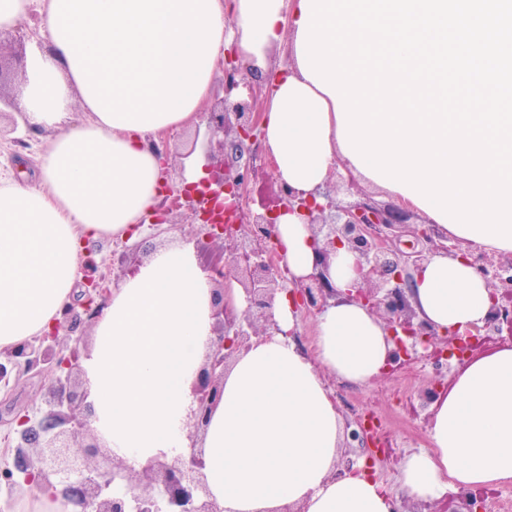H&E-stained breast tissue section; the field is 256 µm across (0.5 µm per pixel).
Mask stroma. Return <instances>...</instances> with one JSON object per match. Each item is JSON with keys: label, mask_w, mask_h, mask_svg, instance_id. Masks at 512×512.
Masks as SVG:
<instances>
[{"label": "stroma", "mask_w": 512, "mask_h": 512, "mask_svg": "<svg viewBox=\"0 0 512 512\" xmlns=\"http://www.w3.org/2000/svg\"><path fill=\"white\" fill-rule=\"evenodd\" d=\"M50 136L47 130L21 129L15 112L4 109L0 112V166L21 164L27 171H34L36 154ZM456 371V366L438 364L427 356L410 368L380 376L367 386L328 378L335 405L343 418L351 420L370 412L382 417L390 446L376 471L387 485H394L406 454L428 445L429 414L420 406L419 391L433 382L448 387ZM50 386V380L32 373L11 390L0 389V438L9 433L14 410H27L36 420L44 417Z\"/></svg>", "instance_id": "1"}]
</instances>
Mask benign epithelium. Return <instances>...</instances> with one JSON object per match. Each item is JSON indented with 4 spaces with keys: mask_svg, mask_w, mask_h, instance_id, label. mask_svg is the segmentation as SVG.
I'll return each instance as SVG.
<instances>
[{
    "mask_svg": "<svg viewBox=\"0 0 512 512\" xmlns=\"http://www.w3.org/2000/svg\"><path fill=\"white\" fill-rule=\"evenodd\" d=\"M224 74L222 91L229 95L239 86L241 66L220 62ZM251 102L245 106L221 107L204 113L209 151L206 153L208 178L198 187L176 189L170 185L171 167L167 145L157 150L163 158V188L167 194L150 214V236L170 230L168 216L187 211L197 234L217 245L203 264L215 286L212 301L214 337L200 369L194 389V407L188 415V451L173 459L155 458L135 471L119 458L100 455V442L90 418L87 384L77 379L83 348L80 340L68 346L60 341V330L67 323L75 327L81 315L93 318L111 296V285L119 282L129 268V251L113 260L119 274L99 271L91 255H86L82 270L89 273L83 282L80 303L65 304L49 332L34 336L11 350L0 352V386L19 383L30 373L51 379L49 411L35 423L24 411L11 422L16 446L8 449L13 466L0 469V478L21 494L32 485L52 491L64 512H223L213 497L204 474L205 462L197 441L205 433L208 416L224 390V374L233 365L236 352L249 347L252 339L280 332L272 313V301L281 292L288 294L296 310L318 315L336 300V289L320 273L305 278L289 274L280 265V243L274 233L281 211H299L308 217L315 236L322 238L321 254L328 257L336 246L345 244L357 255L360 281L347 289L345 299L360 304L382 319L395 349L387 370L406 368L417 361L418 349H432L434 357L448 360L464 358L478 337L507 326L512 334V304L502 299L512 295V255L503 258L448 244L432 224L410 225L411 215L399 207H378L361 201L338 202L331 187L322 191L326 203L305 198L285 185H279L275 207L263 205L254 210L247 205L248 187L269 173L248 162L243 165L224 159V140L234 136L232 147L243 152L244 142L256 138L265 96L262 88H249ZM413 234L411 252L393 248L400 233ZM438 253L463 255L478 267L491 291L490 317L482 327L460 333H439L418 317L411 306L408 290L413 273ZM235 280L242 289L246 307L241 312L224 303V281ZM374 439L363 418L347 431V442Z\"/></svg>",
    "mask_w": 512,
    "mask_h": 512,
    "instance_id": "7a95c632",
    "label": "benign epithelium"
}]
</instances>
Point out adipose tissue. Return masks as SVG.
<instances>
[{
	"label": "adipose tissue",
	"instance_id": "1",
	"mask_svg": "<svg viewBox=\"0 0 512 512\" xmlns=\"http://www.w3.org/2000/svg\"><path fill=\"white\" fill-rule=\"evenodd\" d=\"M302 0H0V30L41 16L26 61L19 122L55 130L38 154L39 183L0 172V351L48 331L81 274L83 247L130 225L158 201L150 142L199 123L220 60L266 74L263 147L279 182L310 196L337 169L362 173L339 144L336 105L299 63L270 71L273 50H296ZM85 118L72 122L73 105ZM275 231L291 273L315 270L306 217ZM213 284L191 245L154 250L112 290L81 360L92 427L132 468L188 447L193 389L213 337ZM409 299L439 331L483 325L490 290L474 265L438 254L416 272ZM282 331L254 340L224 378L202 442L208 486L224 512H400L403 501L512 484V347L471 358L434 400L428 448L400 463L398 490L366 471L332 478L343 421L326 376L359 386L393 348L365 307L337 300L316 318L315 347L298 346L286 294Z\"/></svg>",
	"mask_w": 512,
	"mask_h": 512
}]
</instances>
